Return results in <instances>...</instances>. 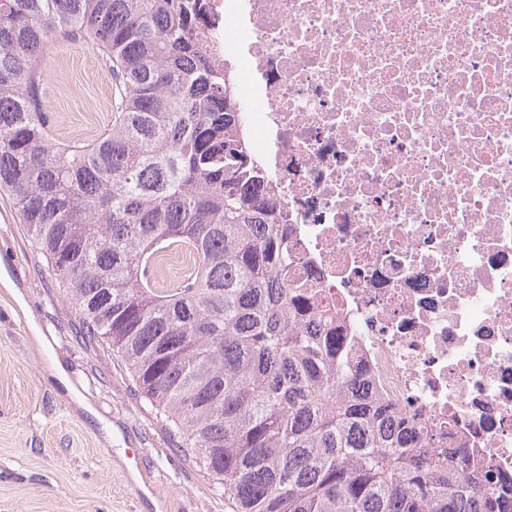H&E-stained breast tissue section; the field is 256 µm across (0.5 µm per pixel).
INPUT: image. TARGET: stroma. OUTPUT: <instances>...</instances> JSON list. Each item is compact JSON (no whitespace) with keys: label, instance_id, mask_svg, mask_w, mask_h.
<instances>
[{"label":"stroma","instance_id":"stroma-1","mask_svg":"<svg viewBox=\"0 0 512 512\" xmlns=\"http://www.w3.org/2000/svg\"><path fill=\"white\" fill-rule=\"evenodd\" d=\"M103 68L89 48L49 58L44 107L56 137L106 130L113 80ZM0 512H229L184 466L120 362L76 341L69 302L2 194Z\"/></svg>","mask_w":512,"mask_h":512}]
</instances>
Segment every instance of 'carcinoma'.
<instances>
[{"instance_id": "cac0c4a2", "label": "carcinoma", "mask_w": 512, "mask_h": 512, "mask_svg": "<svg viewBox=\"0 0 512 512\" xmlns=\"http://www.w3.org/2000/svg\"><path fill=\"white\" fill-rule=\"evenodd\" d=\"M205 0H0V191L72 305L185 463L232 512H512V478L364 390L344 325L288 273V225L205 54ZM115 79L112 121L60 140L49 50ZM193 268L151 284L169 247Z\"/></svg>"}]
</instances>
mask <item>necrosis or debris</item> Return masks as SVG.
I'll list each match as a JSON object with an SVG mask.
<instances>
[{"label": "necrosis or debris", "mask_w": 512, "mask_h": 512, "mask_svg": "<svg viewBox=\"0 0 512 512\" xmlns=\"http://www.w3.org/2000/svg\"><path fill=\"white\" fill-rule=\"evenodd\" d=\"M206 51L372 391L512 476V0H207Z\"/></svg>", "instance_id": "4bbe7bcc"}]
</instances>
